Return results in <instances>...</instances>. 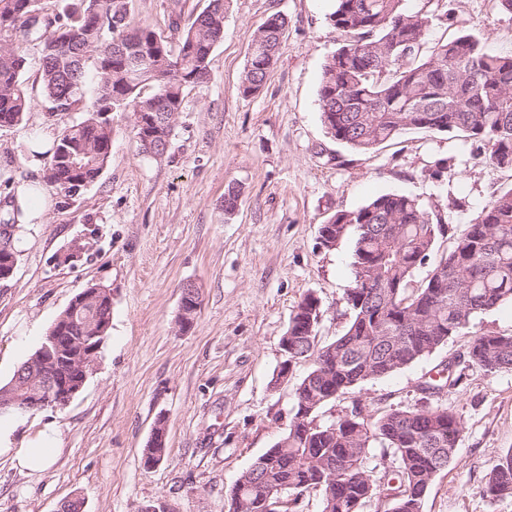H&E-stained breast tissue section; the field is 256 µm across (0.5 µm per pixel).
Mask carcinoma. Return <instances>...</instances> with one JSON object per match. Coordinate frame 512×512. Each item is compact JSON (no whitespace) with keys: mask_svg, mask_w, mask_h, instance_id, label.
<instances>
[{"mask_svg":"<svg viewBox=\"0 0 512 512\" xmlns=\"http://www.w3.org/2000/svg\"><path fill=\"white\" fill-rule=\"evenodd\" d=\"M26 0H0V125L19 124L30 101L24 86L25 51L43 40L40 81L56 120L63 123L45 175L66 193L93 182L112 151L114 112L131 114L137 138L159 134L154 157L167 152L173 119L188 88L210 78V55L224 34L228 0H209L182 35L178 52L146 24L128 19V0H59L39 19ZM407 0H336L330 20L343 37L325 61L319 89L327 134L345 147L370 153L410 131L455 133L497 167L512 169V54L488 51L473 33L428 42L434 15L412 11ZM287 26L275 12L254 32L241 77L243 95L258 93L275 64ZM15 214L0 223V256H17ZM335 242L354 234L353 279L344 299L345 331L327 344L317 340L309 293L298 303L288 331L298 337L288 357L312 366L294 389L295 413L316 407L308 424L288 427L227 494L248 502L246 512H293L303 492L321 496V512H361L371 501L386 512H422L436 474L453 461L463 433L448 407L391 409L369 414L361 401L330 421L318 419L327 403L361 384L388 377L435 352L472 319L512 302V188L494 194L459 234L438 207L405 194L379 195L327 221ZM452 245L423 284L414 272L427 264L438 239ZM112 320L97 308L71 321L69 335L96 336ZM468 365L485 373L512 371V335L483 333L467 351ZM463 380V372L426 383L437 396ZM392 451L391 473L380 486L371 479L372 449ZM487 491L512 496V454L486 475Z\"/></svg>","mask_w":512,"mask_h":512,"instance_id":"1","label":"carcinoma"}]
</instances>
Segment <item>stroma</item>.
Returning <instances> with one entry per match:
<instances>
[{
	"label": "stroma",
	"mask_w": 512,
	"mask_h": 512,
	"mask_svg": "<svg viewBox=\"0 0 512 512\" xmlns=\"http://www.w3.org/2000/svg\"><path fill=\"white\" fill-rule=\"evenodd\" d=\"M448 20L429 37L479 36L512 54V13L499 0H443ZM208 0H128L132 24L146 23L177 44L169 27H189ZM334 0H231L211 76L185 93L167 153H142L128 113L112 115V153L92 183L74 193L46 187L47 158L30 141L52 143L60 124L48 115L39 68L41 44L26 52L31 107L0 130V217L24 186L40 185L17 233L18 262L0 284V385L40 346L71 299L94 284L112 290V325L82 390L62 409L33 412L57 421L56 463L27 476L0 458V512H59L77 497L82 512H139L161 500L170 512H224L240 474L286 432L293 392L310 369L300 360L275 383L280 341L298 302L321 303L318 340L348 321L342 300L352 279V238L334 248L319 228L339 210L386 193L446 209L465 227L494 192L512 187V170L474 157L446 133L415 132L362 154L337 143L321 120L322 67L341 37L330 21ZM288 18L277 63L259 94L240 79L254 31L272 13ZM444 158L440 180L428 170ZM241 194L224 211L229 185ZM83 246L80 261L64 257ZM193 283L200 307L191 328L177 318L181 288ZM512 334V304L476 317L430 356L364 383L319 411L323 421L359 400L369 410L450 407L463 424L452 463L434 478L423 512H512V497L486 491L485 475L512 453V372L470 368L440 397L421 383L448 360L466 359L473 336ZM164 420L166 453L146 464L144 448Z\"/></svg>",
	"instance_id": "stroma-1"
}]
</instances>
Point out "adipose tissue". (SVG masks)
Here are the masks:
<instances>
[{
    "label": "adipose tissue",
    "instance_id": "1",
    "mask_svg": "<svg viewBox=\"0 0 512 512\" xmlns=\"http://www.w3.org/2000/svg\"><path fill=\"white\" fill-rule=\"evenodd\" d=\"M26 420V415L20 413L0 415V456L10 457L26 473H41L57 460L61 429L51 420L35 434L19 435L18 430Z\"/></svg>",
    "mask_w": 512,
    "mask_h": 512
}]
</instances>
